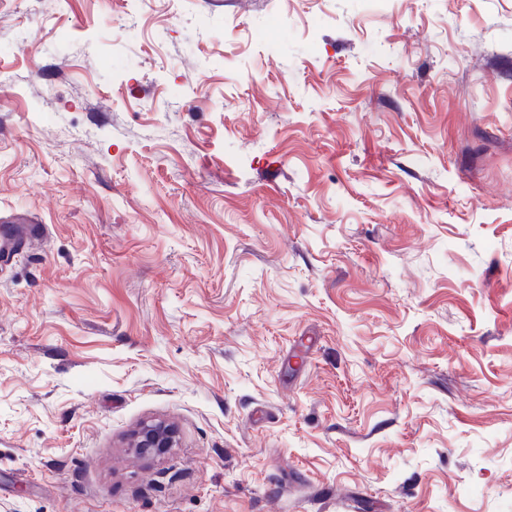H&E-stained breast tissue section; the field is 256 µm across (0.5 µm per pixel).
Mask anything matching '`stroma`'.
I'll return each mask as SVG.
<instances>
[{
    "mask_svg": "<svg viewBox=\"0 0 512 512\" xmlns=\"http://www.w3.org/2000/svg\"><path fill=\"white\" fill-rule=\"evenodd\" d=\"M0 212V512H512V0H0ZM174 427L164 421H152L142 424L133 434L130 448L145 456H159L176 447Z\"/></svg>",
    "mask_w": 512,
    "mask_h": 512,
    "instance_id": "1",
    "label": "stroma"
}]
</instances>
